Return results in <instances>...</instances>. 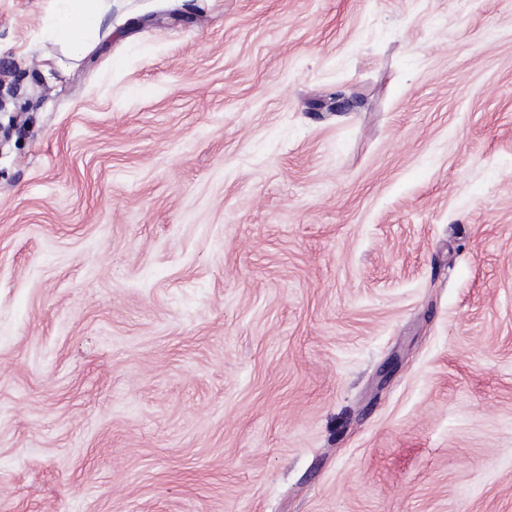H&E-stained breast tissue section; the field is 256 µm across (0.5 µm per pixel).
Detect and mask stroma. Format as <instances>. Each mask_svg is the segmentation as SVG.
Returning a JSON list of instances; mask_svg holds the SVG:
<instances>
[{
	"instance_id": "1",
	"label": "stroma",
	"mask_w": 512,
	"mask_h": 512,
	"mask_svg": "<svg viewBox=\"0 0 512 512\" xmlns=\"http://www.w3.org/2000/svg\"><path fill=\"white\" fill-rule=\"evenodd\" d=\"M50 3L0 0V512H512V0H110L76 55Z\"/></svg>"
}]
</instances>
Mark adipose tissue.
Listing matches in <instances>:
<instances>
[{"mask_svg": "<svg viewBox=\"0 0 512 512\" xmlns=\"http://www.w3.org/2000/svg\"><path fill=\"white\" fill-rule=\"evenodd\" d=\"M106 0H55L44 13L42 32L48 40L83 52L92 48Z\"/></svg>", "mask_w": 512, "mask_h": 512, "instance_id": "ef3b65f1", "label": "adipose tissue"}]
</instances>
